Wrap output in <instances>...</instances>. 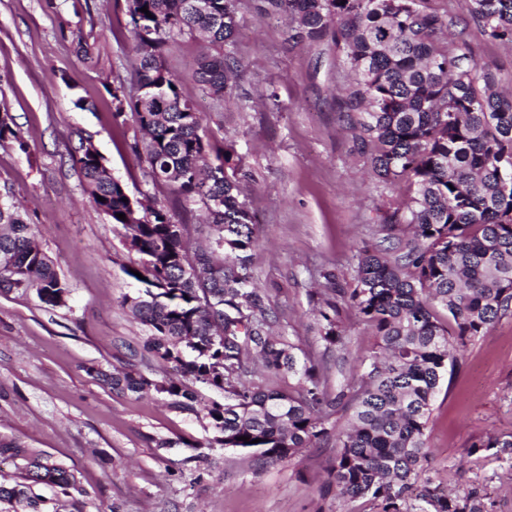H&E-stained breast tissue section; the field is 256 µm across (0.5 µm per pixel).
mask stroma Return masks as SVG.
<instances>
[{
	"mask_svg": "<svg viewBox=\"0 0 512 512\" xmlns=\"http://www.w3.org/2000/svg\"><path fill=\"white\" fill-rule=\"evenodd\" d=\"M129 5L0 0V109L29 144L25 152L0 144V202L20 205L69 289L60 307L31 290H0V437L74 467L90 512H379L372 502L324 493L334 440L287 461L255 462L209 447L203 419L151 393L114 392L88 372L132 364L150 379L167 376L142 350L148 328L123 304L138 288L124 271L136 255L122 229L89 202L69 162L80 136H93L129 195L155 192L173 222L191 231L205 219L201 205L146 185L132 149L134 118L112 115L105 88L129 83L133 62ZM236 6L241 26L230 98L203 94L193 79L206 49L200 36H183L169 66L203 114L207 135L232 141L248 173L245 199L258 219L252 284L269 294L282 334L315 351L318 309L333 288L351 287L359 250L383 243L386 211L411 189L379 184L346 130L338 99L347 72L333 35L302 41L266 0ZM425 6L453 17L477 65V89L490 82L512 94V43L492 38L467 0ZM85 44L90 54H83ZM80 97L89 109L76 107ZM342 319V354L323 356L332 395L375 344L354 312L343 311ZM490 435L512 439V313L467 346L449 387L437 393L426 471L433 483L485 496L489 512H512V448L468 451ZM158 437L175 447L156 448Z\"/></svg>",
	"mask_w": 512,
	"mask_h": 512,
	"instance_id": "35a3bbf8",
	"label": "stroma"
}]
</instances>
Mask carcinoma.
I'll list each match as a JSON object with an SVG mask.
<instances>
[{
	"label": "carcinoma",
	"instance_id": "cac0c4a2",
	"mask_svg": "<svg viewBox=\"0 0 512 512\" xmlns=\"http://www.w3.org/2000/svg\"><path fill=\"white\" fill-rule=\"evenodd\" d=\"M194 2L131 0L135 93L122 85L106 91L113 116L130 110L148 137L147 182L202 205L208 245L189 251L185 227L173 224L165 204L147 192L129 197L91 151L92 136L80 138L71 155L89 201L124 229L137 255L125 272L141 288L124 304L149 327L143 348L177 378L154 382L134 370L96 376L114 391L153 390L177 412L204 413L209 446L250 458L284 461L334 434L326 490L366 499L381 512H488L477 492L461 496L421 474L432 402L457 352L512 310V190L503 192L499 176V167L512 168V96L488 84L478 93L467 52L440 45L451 20L427 10L425 0H269L302 39L334 30L351 77L342 113L358 150L383 183L412 189L385 218L408 234L359 251L353 287L334 289L340 301L319 311L327 350L344 345L342 303L377 338V349L332 399L321 360L280 334L266 294L247 287L257 239L255 215L240 199L246 173L233 160V145L205 138L202 114L168 65L178 39L198 33L210 45L194 71L201 91L220 99L232 87L236 0H202V10ZM469 2L493 37L512 42V0ZM5 140L27 151L10 113L0 111ZM4 256L10 263L0 267V288L33 290L51 307L65 304L69 290L33 227L1 203ZM256 358L270 374L297 378L298 388L256 379ZM204 390L224 394V402L205 400ZM0 458L19 473L0 481V512H46V500L33 492L38 485L60 488L84 512L87 491L45 451L1 438Z\"/></svg>",
	"mask_w": 512,
	"mask_h": 512
}]
</instances>
